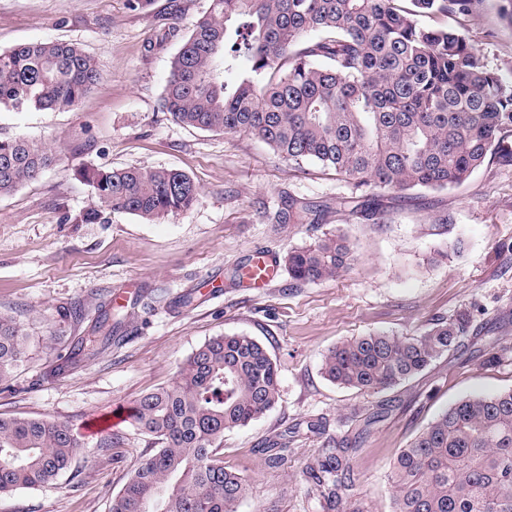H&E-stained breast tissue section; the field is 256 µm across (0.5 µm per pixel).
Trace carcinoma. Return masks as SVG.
Listing matches in <instances>:
<instances>
[{
	"label": "carcinoma",
	"instance_id": "obj_1",
	"mask_svg": "<svg viewBox=\"0 0 512 512\" xmlns=\"http://www.w3.org/2000/svg\"><path fill=\"white\" fill-rule=\"evenodd\" d=\"M481 0H210L171 58L162 106L185 126L248 133L283 158L331 169L354 188L443 190L467 181L503 148L512 128V82L485 69L459 32L425 27L426 14L469 16ZM99 79L74 44L34 41L0 51V108H73ZM51 162L24 137L0 139V195ZM94 198L88 222L128 213L148 222L198 201L199 187L173 169L127 167L83 173ZM312 206L288 197V220ZM356 261L346 235L327 234L288 252V273L318 282ZM106 315L74 343V364L112 346ZM468 319H436L412 336L372 333L328 350L322 373L361 393L392 388L459 346ZM23 326L0 313V380L25 352ZM268 347L224 334L196 349L176 380L142 396L132 425L160 444L131 474L110 512H236L247 481L224 466L227 430L245 427L279 401ZM83 445L69 424L0 417V496L36 488L68 471ZM354 449H326L307 469L315 489L344 509L356 475ZM393 512H512V389L463 398L394 459Z\"/></svg>",
	"mask_w": 512,
	"mask_h": 512
}]
</instances>
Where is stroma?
<instances>
[{"instance_id":"obj_1","label":"stroma","mask_w":512,"mask_h":512,"mask_svg":"<svg viewBox=\"0 0 512 512\" xmlns=\"http://www.w3.org/2000/svg\"><path fill=\"white\" fill-rule=\"evenodd\" d=\"M503 0L469 17H422L466 35L479 62L512 81V23ZM210 0H0V50L34 40L75 44L101 77L70 111L0 109V139L46 145L51 164L0 196V311L28 333L27 354L0 381V416L46 417L84 436L55 484L0 497V512H108L129 473L157 443L133 425L111 447L85 436L91 419L132 408L172 384L182 362L212 337L244 332L270 349L277 406L225 432L219 456L249 484L237 512H324L306 469L328 438L362 442L351 457L357 482L349 512H392L390 465L399 448L462 397L512 388V356L482 365L488 339L512 347V163L488 158L464 184L380 192L374 214L340 208L351 184L334 171L295 167L247 133L201 131L162 108L169 62ZM127 166L180 170L200 187L188 211L160 221L115 213L82 222L93 199L83 170ZM322 209L316 224L276 223L287 196ZM341 231L357 259L337 277L303 283L282 274L264 289L231 281L256 251L284 260L328 231ZM461 252H453L456 241ZM127 295L122 340L93 360L58 370L81 327L59 308L82 304L96 318L101 295ZM192 294L184 306L180 296ZM467 313L468 336L419 375L360 394L321 374L339 342L370 333H421L433 319ZM289 434L281 464L268 441Z\"/></svg>"}]
</instances>
